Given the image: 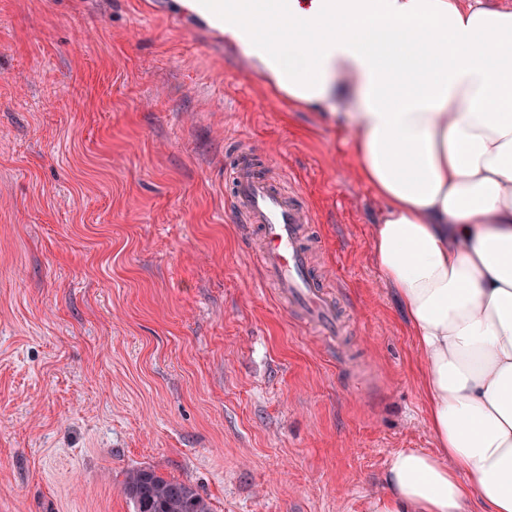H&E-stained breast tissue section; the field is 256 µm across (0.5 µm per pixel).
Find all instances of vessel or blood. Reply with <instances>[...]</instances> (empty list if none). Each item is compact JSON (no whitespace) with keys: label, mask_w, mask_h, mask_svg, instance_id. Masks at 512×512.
<instances>
[{"label":"vessel or blood","mask_w":512,"mask_h":512,"mask_svg":"<svg viewBox=\"0 0 512 512\" xmlns=\"http://www.w3.org/2000/svg\"><path fill=\"white\" fill-rule=\"evenodd\" d=\"M284 172L259 163L242 150L231 168L227 204L240 223L246 224L261 242V279L277 288L279 295L297 307L304 321L321 333L336 338L342 324L336 317L333 298L310 269L313 245L307 229L315 221L310 205L299 191L284 187Z\"/></svg>","instance_id":"b4317fda"}]
</instances>
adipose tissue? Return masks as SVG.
<instances>
[{"label": "adipose tissue", "instance_id": "ef3b65f1", "mask_svg": "<svg viewBox=\"0 0 512 512\" xmlns=\"http://www.w3.org/2000/svg\"><path fill=\"white\" fill-rule=\"evenodd\" d=\"M181 0L289 100L336 102L383 205L373 258L425 359L436 448L372 512H512V11L459 0Z\"/></svg>", "mask_w": 512, "mask_h": 512}]
</instances>
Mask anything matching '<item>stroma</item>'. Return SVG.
I'll return each mask as SVG.
<instances>
[{"instance_id": "35a3bbf8", "label": "stroma", "mask_w": 512, "mask_h": 512, "mask_svg": "<svg viewBox=\"0 0 512 512\" xmlns=\"http://www.w3.org/2000/svg\"><path fill=\"white\" fill-rule=\"evenodd\" d=\"M244 145L315 207L340 344L224 206ZM380 209L331 108L179 0H0V512H133L140 467L212 512H371L435 447Z\"/></svg>"}]
</instances>
